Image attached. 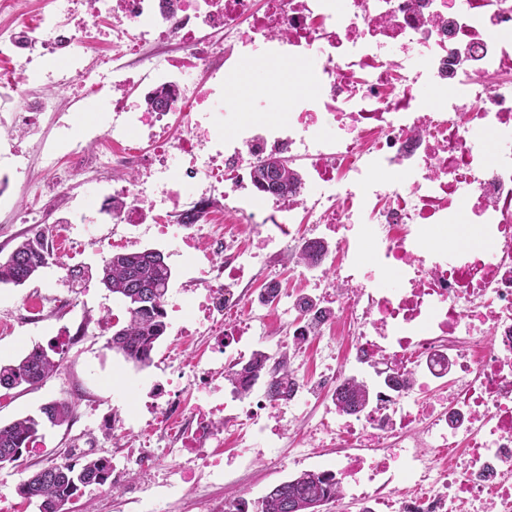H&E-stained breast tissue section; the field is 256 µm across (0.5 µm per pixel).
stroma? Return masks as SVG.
<instances>
[{"instance_id": "1", "label": "stroma", "mask_w": 512, "mask_h": 512, "mask_svg": "<svg viewBox=\"0 0 512 512\" xmlns=\"http://www.w3.org/2000/svg\"><path fill=\"white\" fill-rule=\"evenodd\" d=\"M73 97V92L62 93L56 112H45L38 117L45 136L64 146L85 137L88 129L99 128L109 120L108 115L90 110L74 114L68 108ZM104 258L98 247L91 246L81 259L67 256L62 264H49L25 286H0V364L18 361L36 345L54 342L63 350L58 368L40 387L0 390V423L37 415L41 406L54 400L77 404L69 424L44 427L30 453L24 454L16 463L0 468V512H39L37 503L20 495L21 481L42 466L71 458L80 437L91 438L92 444L86 452L92 457L111 454L112 438L93 436L95 418L90 415V408H98L102 413L119 409L128 393L145 399L153 384L166 381L179 384L187 402H195L198 397L187 374L194 357L201 353L212 354L214 340L201 336L195 341L184 342L177 338L175 325H168L153 354L152 364L143 369L107 349L108 326L124 322L126 311L123 303L112 297L99 282L98 270ZM68 270L77 273L72 280V310L60 313L47 307L39 318L24 319L23 305L31 301L33 292L59 290L60 278ZM300 441L298 425H290L277 447L280 469H270L264 460L255 459L227 472L223 484L200 478L197 490L227 501L241 496L257 502L273 486L301 472V465L294 462ZM88 505L94 512H192L189 498L178 493L154 507L148 503H130L121 497L103 499L93 486L83 488L71 512H82Z\"/></svg>"}]
</instances>
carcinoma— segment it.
<instances>
[{
  "mask_svg": "<svg viewBox=\"0 0 512 512\" xmlns=\"http://www.w3.org/2000/svg\"><path fill=\"white\" fill-rule=\"evenodd\" d=\"M256 184L276 194L285 195L299 181L298 171L288 163L256 164L253 170ZM43 229L34 227L5 257H0V285L23 286L40 269L53 260L44 248ZM172 270L164 255L155 249L116 253L104 260L99 281L120 299L127 313L124 325L112 332L106 347L140 367L152 362L151 354L164 336V306ZM61 355L58 347L34 346L18 362L0 365V389L42 385L58 367ZM267 355L258 351L230 380L256 378L263 369ZM336 404L350 412L367 406L372 400L371 387L361 379L352 378L336 390ZM75 406L66 400L54 401L41 409L40 416H24L8 424H0V468L12 464L28 452L36 442L43 422L53 426L69 423ZM105 467L99 458L85 456L79 463L71 460L51 463L31 473L19 486L26 499L40 502L41 512H68L81 488L95 485L103 479ZM336 482L315 471H302L275 485L256 504V512H321V507L336 501Z\"/></svg>",
  "mask_w": 512,
  "mask_h": 512,
  "instance_id": "cac0c4a2",
  "label": "carcinoma"
}]
</instances>
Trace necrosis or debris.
Instances as JSON below:
<instances>
[{
    "label": "necrosis or debris",
    "instance_id": "necrosis-or-debris-1",
    "mask_svg": "<svg viewBox=\"0 0 512 512\" xmlns=\"http://www.w3.org/2000/svg\"><path fill=\"white\" fill-rule=\"evenodd\" d=\"M172 38L180 54L158 52ZM47 54L70 65L33 101L24 87ZM284 56L304 66L287 120L232 112L224 84L240 62ZM17 60L0 73V125L37 141L57 188L23 211L0 196V209L49 224L46 249L86 250L73 232L86 211L64 183L93 155L111 172L96 197L116 243L131 244L145 224L173 241L197 268L186 330L224 344V367L193 366L202 403L186 407L162 385L147 406L148 426L177 445L172 461L148 437L131 454L151 492L224 512L193 479L223 481L225 429L238 456L278 465L287 411L365 375L370 406L333 405L308 420L296 463L330 449L322 471L359 512H512V0H41L34 20L25 0H0V62ZM63 87L112 114L89 145L65 151L26 117L54 109ZM160 90L166 103L150 106ZM271 154L308 172L288 197L252 178ZM464 214L476 245L442 246ZM248 223L253 249L239 244ZM311 241L339 258L325 277L302 264L290 346L325 341L323 368L276 398L234 382L238 407L226 413L221 380L270 335L236 288Z\"/></svg>",
    "mask_w": 512,
    "mask_h": 512
}]
</instances>
